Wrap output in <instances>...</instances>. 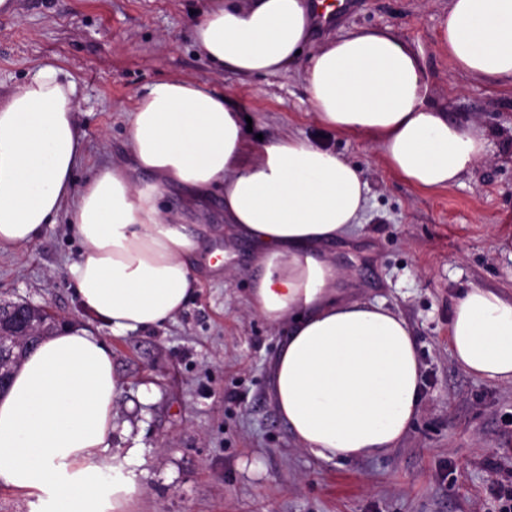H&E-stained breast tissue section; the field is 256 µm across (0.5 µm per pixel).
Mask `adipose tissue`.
I'll list each match as a JSON object with an SVG mask.
<instances>
[{
    "instance_id": "ef3b65f1",
    "label": "adipose tissue",
    "mask_w": 512,
    "mask_h": 512,
    "mask_svg": "<svg viewBox=\"0 0 512 512\" xmlns=\"http://www.w3.org/2000/svg\"><path fill=\"white\" fill-rule=\"evenodd\" d=\"M314 28L308 0H210L193 37L213 66L244 77L278 74L308 51L318 121L376 142L419 189L452 186L484 157V132L433 102L421 54L390 29L354 27L312 52ZM438 43L470 77L512 83V0H450ZM76 95L47 64L0 97V251L36 243L67 212L80 243L67 277L105 334L56 331L16 368L0 396V483L32 497L34 512H130L140 497L135 449L109 451L123 388L104 338L173 320L199 284L200 243L163 209L172 186L218 193L226 222L258 247L249 304L287 330L270 397L299 448L326 461L396 448L420 411L416 341L384 303L346 299L321 251L358 225L362 171L290 134L248 157L231 98L173 79L137 97L126 162L79 186ZM449 336L464 371L512 384V295L467 290Z\"/></svg>"
}]
</instances>
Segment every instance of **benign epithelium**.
Masks as SVG:
<instances>
[{
    "mask_svg": "<svg viewBox=\"0 0 512 512\" xmlns=\"http://www.w3.org/2000/svg\"><path fill=\"white\" fill-rule=\"evenodd\" d=\"M44 335V323L28 302L0 303V396L11 384L13 369L6 366L13 349L21 343L33 345Z\"/></svg>",
    "mask_w": 512,
    "mask_h": 512,
    "instance_id": "7a95c632",
    "label": "benign epithelium"
}]
</instances>
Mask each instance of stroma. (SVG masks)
<instances>
[{
    "mask_svg": "<svg viewBox=\"0 0 512 512\" xmlns=\"http://www.w3.org/2000/svg\"><path fill=\"white\" fill-rule=\"evenodd\" d=\"M204 0H15L0 14V96L54 63L78 89L83 155L76 185L129 151L136 96L156 82L192 81L228 95L252 120L250 149L297 135L327 145L363 172L361 225L331 244L353 279L348 294L385 303L407 321L424 372L421 408L397 448L321 461L297 448L270 400L269 362L286 330L248 307L255 245L226 235L223 202L181 189L164 204L201 240L199 289L174 320L109 339L127 429L111 447H142L144 492L134 512H494L492 478L512 488V385L463 371L448 325L472 287L512 292V84L458 71L437 44L449 0H348L318 38L358 27L390 29L424 57L436 104L486 134V157L455 185L422 191L395 175L378 145L319 124L305 65L273 76L216 70L192 35ZM79 245L66 214L33 245L0 252V300L48 307L62 324L99 331L72 291ZM225 254L222 268L209 266ZM499 458L491 475L487 459Z\"/></svg>",
    "mask_w": 512,
    "mask_h": 512,
    "instance_id": "stroma-1",
    "label": "stroma"
}]
</instances>
